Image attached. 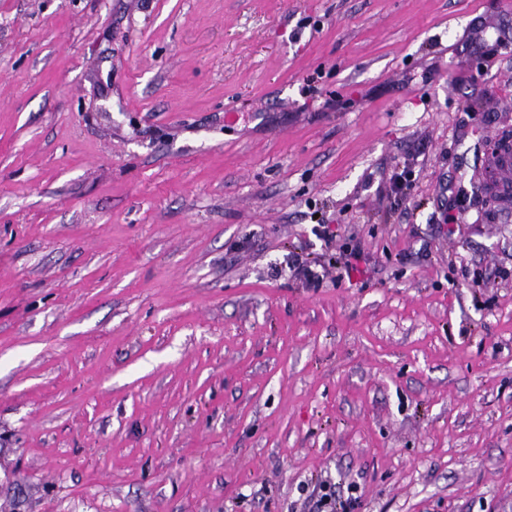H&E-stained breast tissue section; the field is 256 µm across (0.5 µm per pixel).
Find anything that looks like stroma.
I'll list each match as a JSON object with an SVG mask.
<instances>
[{
    "label": "stroma",
    "mask_w": 512,
    "mask_h": 512,
    "mask_svg": "<svg viewBox=\"0 0 512 512\" xmlns=\"http://www.w3.org/2000/svg\"><path fill=\"white\" fill-rule=\"evenodd\" d=\"M503 132L512 0H0V512H512Z\"/></svg>",
    "instance_id": "35a3bbf8"
}]
</instances>
